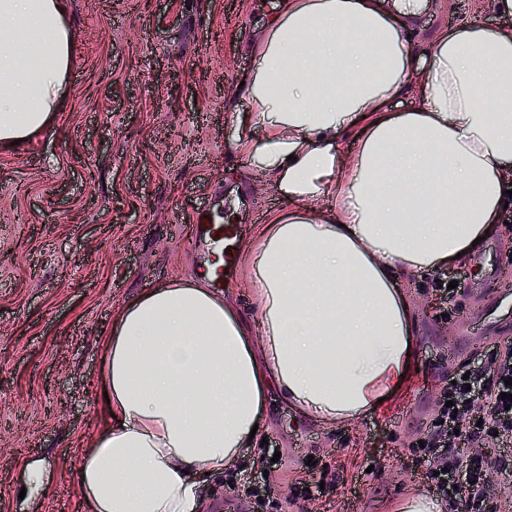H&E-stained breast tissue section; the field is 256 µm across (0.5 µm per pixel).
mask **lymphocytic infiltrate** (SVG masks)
Wrapping results in <instances>:
<instances>
[{
    "instance_id": "obj_1",
    "label": "lymphocytic infiltrate",
    "mask_w": 512,
    "mask_h": 512,
    "mask_svg": "<svg viewBox=\"0 0 512 512\" xmlns=\"http://www.w3.org/2000/svg\"><path fill=\"white\" fill-rule=\"evenodd\" d=\"M511 377L512 341H507L458 366L440 391L424 442V476L448 512H512V452L500 451L493 462L503 477L496 492L486 485L485 459L463 456L467 448L512 440V409L502 398Z\"/></svg>"
}]
</instances>
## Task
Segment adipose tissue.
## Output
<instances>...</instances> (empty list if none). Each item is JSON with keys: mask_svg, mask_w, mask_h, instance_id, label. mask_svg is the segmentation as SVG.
<instances>
[{"mask_svg": "<svg viewBox=\"0 0 512 512\" xmlns=\"http://www.w3.org/2000/svg\"><path fill=\"white\" fill-rule=\"evenodd\" d=\"M442 0H276L233 150L288 211L242 245L253 347L233 301L176 280L126 302L106 340L112 417L78 470L85 512H197L275 387L324 424L371 411L416 362L398 280L436 272L512 190V25L418 38ZM66 0H0V149L45 131L73 58ZM409 95L416 110L387 112Z\"/></svg>", "mask_w": 512, "mask_h": 512, "instance_id": "obj_1", "label": "adipose tissue"}]
</instances>
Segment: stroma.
Wrapping results in <instances>:
<instances>
[{
    "instance_id": "stroma-1",
    "label": "stroma",
    "mask_w": 512,
    "mask_h": 512,
    "mask_svg": "<svg viewBox=\"0 0 512 512\" xmlns=\"http://www.w3.org/2000/svg\"><path fill=\"white\" fill-rule=\"evenodd\" d=\"M74 61L48 130L0 150V512H79L83 444L105 422L104 340L122 304L200 263L192 215L212 199L242 240L286 203L227 151L228 103L254 64L249 42L271 0H67ZM499 17L478 0L425 13L426 34ZM497 224L472 253L401 284L417 360L381 406L333 426L266 392L274 487L248 502L246 448L199 491L200 512H389L425 484L408 450L427 432L448 370L512 332L504 273L512 239ZM35 465L40 481L25 486ZM329 478L293 498L291 483Z\"/></svg>"
}]
</instances>
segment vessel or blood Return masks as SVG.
<instances>
[{
    "instance_id": "vessel-or-blood-1",
    "label": "vessel or blood",
    "mask_w": 512,
    "mask_h": 512,
    "mask_svg": "<svg viewBox=\"0 0 512 512\" xmlns=\"http://www.w3.org/2000/svg\"><path fill=\"white\" fill-rule=\"evenodd\" d=\"M196 243L202 246L205 260L201 275L209 287L220 289L238 256V228L233 224L214 222L209 207L198 208L193 216Z\"/></svg>"
}]
</instances>
